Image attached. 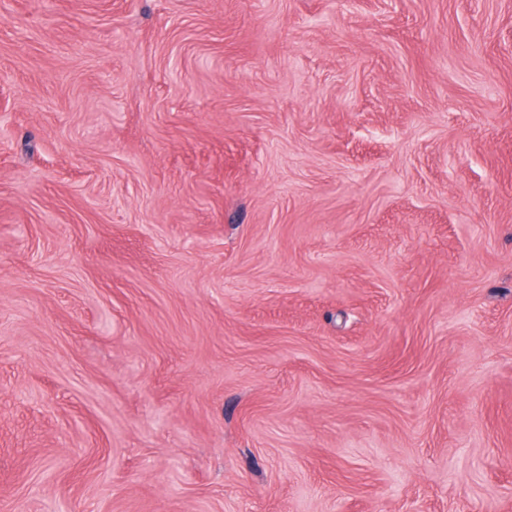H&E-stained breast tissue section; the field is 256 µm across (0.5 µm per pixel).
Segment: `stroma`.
<instances>
[{
	"label": "stroma",
	"instance_id": "stroma-1",
	"mask_svg": "<svg viewBox=\"0 0 512 512\" xmlns=\"http://www.w3.org/2000/svg\"><path fill=\"white\" fill-rule=\"evenodd\" d=\"M0 512H512V0H0Z\"/></svg>",
	"mask_w": 512,
	"mask_h": 512
}]
</instances>
